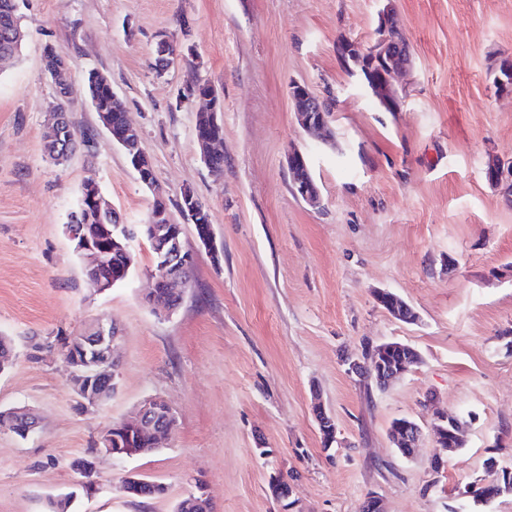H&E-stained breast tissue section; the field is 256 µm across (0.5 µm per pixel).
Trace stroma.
<instances>
[{
	"mask_svg": "<svg viewBox=\"0 0 512 512\" xmlns=\"http://www.w3.org/2000/svg\"><path fill=\"white\" fill-rule=\"evenodd\" d=\"M24 30L0 68V334L12 362L0 372V410L32 408L27 438L0 432V512H43L47 497L75 492L72 512H173L202 482L213 512H360L367 493L386 512H512V493L487 503L457 489L487 479L486 460L512 471V203L490 184L489 159L512 164V98L494 66L512 55V0H393L414 63L400 111L381 108L334 52L338 36L371 40L379 0H17ZM192 59L152 68L160 36ZM62 50L75 93L68 116L92 139L63 164L42 136L58 100L44 70ZM107 77L183 226L195 255L179 309L145 302L153 255L135 240L127 281L98 292L65 234L86 181L121 223H146L154 196L100 124L83 87ZM198 76L220 95L224 170L203 163ZM333 95V136L315 141L296 124L291 82ZM306 153L321 190L314 209L291 190L286 157ZM191 188L209 211L213 260L176 202ZM396 294L413 323L380 306ZM116 320L124 338L111 399L80 409L71 370L45 337L79 335ZM398 341L420 361L386 388L347 373L362 346ZM171 406L162 448L99 457L95 490L77 491L71 462L144 399ZM330 409L339 443L324 448L314 399ZM466 423V445L433 470L435 415ZM408 417L425 438L413 457L389 439ZM161 483L153 499L119 491L128 474ZM290 499L269 490L273 477Z\"/></svg>",
	"mask_w": 512,
	"mask_h": 512,
	"instance_id": "1",
	"label": "stroma"
}]
</instances>
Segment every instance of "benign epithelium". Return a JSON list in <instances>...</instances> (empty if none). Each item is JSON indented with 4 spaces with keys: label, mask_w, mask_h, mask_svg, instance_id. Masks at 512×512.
Instances as JSON below:
<instances>
[{
    "label": "benign epithelium",
    "mask_w": 512,
    "mask_h": 512,
    "mask_svg": "<svg viewBox=\"0 0 512 512\" xmlns=\"http://www.w3.org/2000/svg\"><path fill=\"white\" fill-rule=\"evenodd\" d=\"M383 2L384 5L378 12V25L372 41L366 43L358 38L344 36L336 41L335 52L343 65L361 78L363 84L382 107L397 112L401 109L407 89L403 80L412 72L413 66L392 61L394 51L402 44V35L400 29L392 25V0H383ZM494 86L499 95L512 97L511 63L496 67ZM288 94L301 128L317 135H325L329 132L330 117L321 108L319 97L298 81L290 84ZM98 118L103 127L110 132L112 140L133 156L135 169L140 175L141 182L151 188L154 187L153 169L139 148L140 136L137 129L128 124L121 130H113L110 117L106 112L98 113ZM50 130L55 136L59 154L62 156L69 154L74 142V133L67 115L56 112L50 124ZM196 138L201 149V158L208 163L213 151L217 150V146L223 141L222 126L215 119L208 126L198 125ZM287 165L293 193L310 206L319 205L320 189L313 177L307 155L299 150H292L288 152ZM485 174L489 182L504 187L506 195L512 197V165L505 166L497 161L492 162ZM89 204L97 214L98 224L95 236L89 235L87 225L71 223L65 225L66 234L76 243L78 251L90 257V263L86 268L88 272H95L110 263L112 251L105 245V239L113 240L117 237L124 239L125 246L122 250L126 252V262L122 276L125 279L128 278L134 267L130 242L133 238L143 235L142 228H134L116 220L104 221L105 214L112 210V206L95 182L84 184L78 208L85 209ZM204 211L203 206L196 205L185 212L186 219L194 225L199 242L217 256L219 248L214 237L213 225L200 221ZM155 224H172L165 199L158 193L155 194L148 221L150 226ZM181 231L180 224L169 233L164 228H156L153 231L157 270L150 273L153 289L148 302L162 315H170L176 310V307L166 301L163 289L173 288L183 295L190 283L185 271L194 262V255L181 245L179 238ZM120 342L121 334L117 325L100 318L69 345L64 359L71 368L74 391L84 407L100 403L101 392L94 385L97 377H107L112 384V391H117L119 361L116 351ZM400 346H402L400 342H384L362 350L360 355L346 360L348 373L364 378L371 372L375 374V381L379 386L391 384L407 372L405 368H394L387 364L388 353ZM313 414L324 446L331 447L337 439V428L330 410L317 402L313 406ZM174 426L175 416L168 403L160 397H150L141 402L131 418L103 432L100 437L102 445L99 446V451L112 455L115 453L113 446L116 445L121 448V454L132 458L145 452L143 448L134 447V434L151 432L153 446L157 447L172 433ZM453 426L455 423L448 417L436 426L434 441L439 451L431 459L430 465L433 469L438 470L443 466L442 452L452 445L451 427ZM36 427L35 417L26 409H15L10 416L0 419V429L12 432L21 438L28 437ZM390 433L398 449L406 457L413 455L420 447L423 431L413 419L406 417L397 419L391 424Z\"/></svg>",
    "instance_id": "obj_1"
}]
</instances>
